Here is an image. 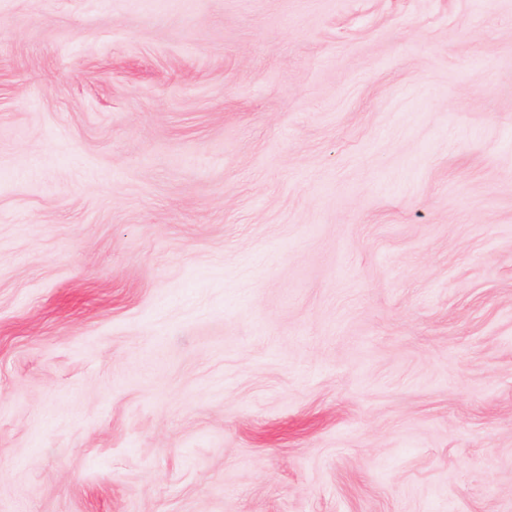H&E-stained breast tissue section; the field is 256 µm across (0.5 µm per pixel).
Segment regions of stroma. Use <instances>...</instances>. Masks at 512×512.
Segmentation results:
<instances>
[{"label": "stroma", "instance_id": "obj_1", "mask_svg": "<svg viewBox=\"0 0 512 512\" xmlns=\"http://www.w3.org/2000/svg\"><path fill=\"white\" fill-rule=\"evenodd\" d=\"M0 512H512V0H0Z\"/></svg>", "mask_w": 512, "mask_h": 512}]
</instances>
